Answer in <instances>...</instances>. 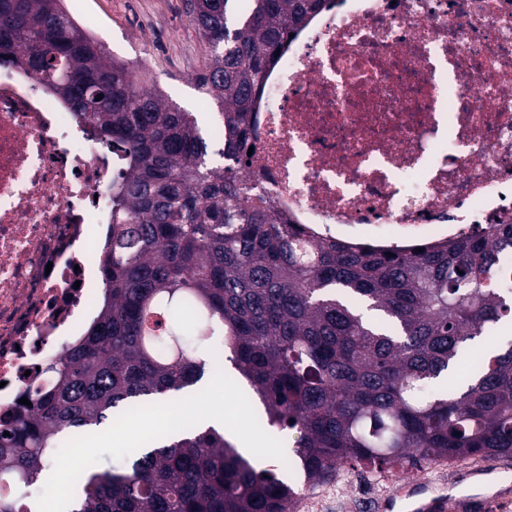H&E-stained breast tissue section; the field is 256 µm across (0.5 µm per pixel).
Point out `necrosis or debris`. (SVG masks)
<instances>
[{"instance_id": "obj_1", "label": "necrosis or debris", "mask_w": 512, "mask_h": 512, "mask_svg": "<svg viewBox=\"0 0 512 512\" xmlns=\"http://www.w3.org/2000/svg\"><path fill=\"white\" fill-rule=\"evenodd\" d=\"M247 180L304 236L413 249L512 222V0H333L250 115ZM121 152L0 55V414L97 314Z\"/></svg>"}]
</instances>
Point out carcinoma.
<instances>
[{"mask_svg": "<svg viewBox=\"0 0 512 512\" xmlns=\"http://www.w3.org/2000/svg\"><path fill=\"white\" fill-rule=\"evenodd\" d=\"M328 2L188 0L209 47L196 83L224 128L215 149L65 0H0V50L25 51L127 161L112 183L103 306L48 366L53 387L0 415V473L35 483L62 433H92L226 361L268 424L297 434L294 466L313 485L345 464L512 455V224L388 254L305 239L249 196V114L275 52ZM298 494L194 426L120 468L84 470L69 512H292Z\"/></svg>", "mask_w": 512, "mask_h": 512, "instance_id": "carcinoma-1", "label": "carcinoma"}]
</instances>
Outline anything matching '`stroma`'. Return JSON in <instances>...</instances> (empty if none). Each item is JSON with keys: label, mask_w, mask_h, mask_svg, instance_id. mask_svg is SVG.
Instances as JSON below:
<instances>
[{"label": "stroma", "mask_w": 512, "mask_h": 512, "mask_svg": "<svg viewBox=\"0 0 512 512\" xmlns=\"http://www.w3.org/2000/svg\"><path fill=\"white\" fill-rule=\"evenodd\" d=\"M70 10L77 19L92 18V34L107 55L139 71L169 102L197 114L205 131L214 127L216 107L201 92L194 78L208 61V45L193 25L186 0H77ZM151 56H144V43ZM491 474H469V462L458 463L445 481L454 496L467 497L464 512H512V501L485 508L487 488L512 489V457L494 462ZM437 463L422 464L407 472L373 473L344 467L325 484L302 485L294 512H383L384 498L401 484L434 475Z\"/></svg>", "instance_id": "35a3bbf8"}]
</instances>
